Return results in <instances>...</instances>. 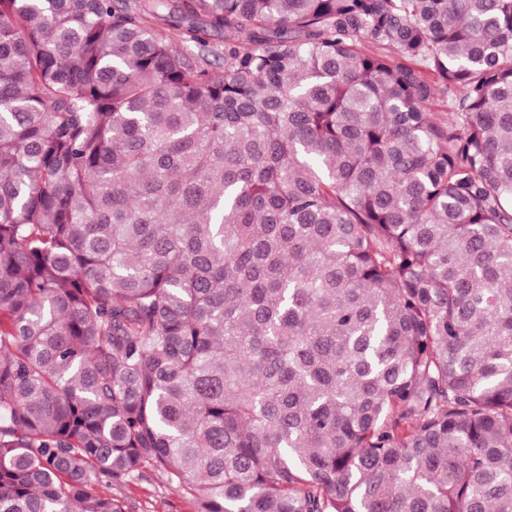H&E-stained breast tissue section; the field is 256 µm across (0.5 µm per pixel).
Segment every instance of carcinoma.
I'll use <instances>...</instances> for the list:
<instances>
[{
    "label": "carcinoma",
    "mask_w": 512,
    "mask_h": 512,
    "mask_svg": "<svg viewBox=\"0 0 512 512\" xmlns=\"http://www.w3.org/2000/svg\"><path fill=\"white\" fill-rule=\"evenodd\" d=\"M146 465L512 512V0H0V512Z\"/></svg>",
    "instance_id": "carcinoma-1"
}]
</instances>
